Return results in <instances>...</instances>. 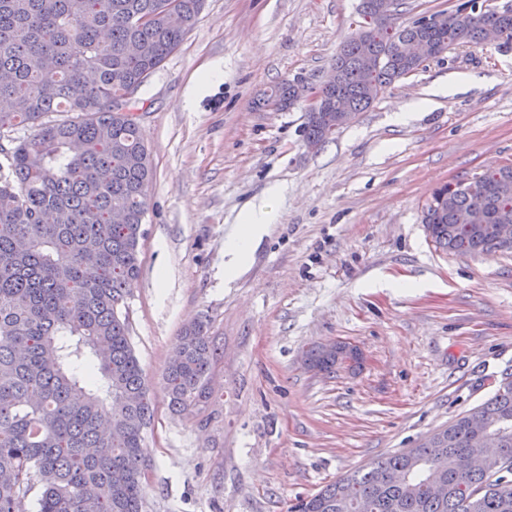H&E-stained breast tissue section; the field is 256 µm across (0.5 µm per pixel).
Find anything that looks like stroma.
I'll return each mask as SVG.
<instances>
[{
  "label": "stroma",
  "instance_id": "1",
  "mask_svg": "<svg viewBox=\"0 0 512 512\" xmlns=\"http://www.w3.org/2000/svg\"><path fill=\"white\" fill-rule=\"evenodd\" d=\"M359 2L206 0L137 93L155 171L128 301L154 410L146 512H288L512 380V254L443 252L422 222L437 187L512 163V43L426 61L318 149L306 103L255 105L285 79L320 86ZM215 62L220 79L188 98ZM267 196L277 219L225 280L224 240ZM200 315L219 348L211 396L176 415L162 375ZM334 342L359 360L307 364ZM308 362L313 368L327 373H333L339 361L343 360V354L326 352L322 347H315L308 351Z\"/></svg>",
  "mask_w": 512,
  "mask_h": 512
}]
</instances>
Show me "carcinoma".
Masks as SVG:
<instances>
[{"instance_id":"cac0c4a2","label":"carcinoma","mask_w":512,"mask_h":512,"mask_svg":"<svg viewBox=\"0 0 512 512\" xmlns=\"http://www.w3.org/2000/svg\"><path fill=\"white\" fill-rule=\"evenodd\" d=\"M205 0H0V512H144L145 430L153 411L131 342V283L154 177L139 123L115 102L181 45ZM173 3L180 22L170 19ZM399 0H361L370 20L334 59L336 84L307 113L304 142L343 128L399 78L454 45L481 46L486 24L512 42V8L487 20L464 6L396 27ZM298 103L293 81L258 105ZM27 137H13L18 130ZM7 143H2V140ZM430 237L461 255L512 253V164L433 192ZM201 316L177 336L163 373L169 407L193 415L209 398L218 348ZM343 355L308 351L332 373ZM440 468L448 495L425 489ZM512 512V384L419 446L350 471L289 512Z\"/></svg>"}]
</instances>
